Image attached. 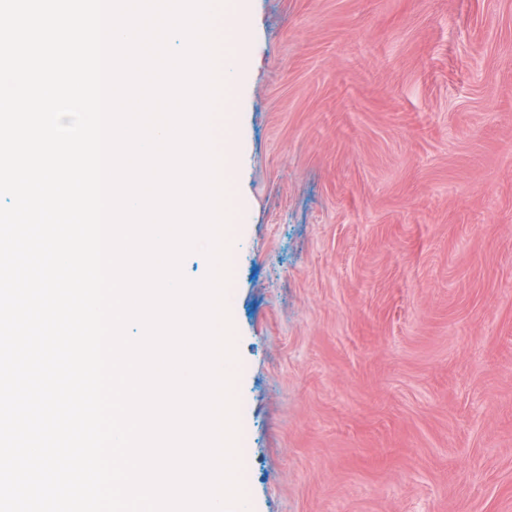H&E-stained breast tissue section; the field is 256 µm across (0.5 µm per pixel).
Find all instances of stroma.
I'll return each mask as SVG.
<instances>
[{
	"mask_svg": "<svg viewBox=\"0 0 512 512\" xmlns=\"http://www.w3.org/2000/svg\"><path fill=\"white\" fill-rule=\"evenodd\" d=\"M252 512H512V0H248Z\"/></svg>",
	"mask_w": 512,
	"mask_h": 512,
	"instance_id": "1",
	"label": "stroma"
}]
</instances>
